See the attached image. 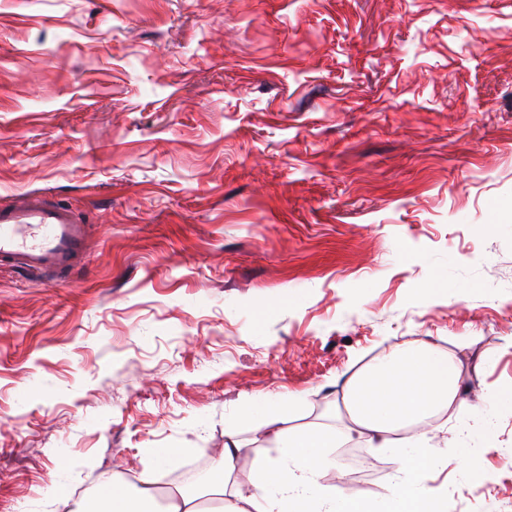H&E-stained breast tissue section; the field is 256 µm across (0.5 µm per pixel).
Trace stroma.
<instances>
[{
	"instance_id": "1",
	"label": "stroma",
	"mask_w": 512,
	"mask_h": 512,
	"mask_svg": "<svg viewBox=\"0 0 512 512\" xmlns=\"http://www.w3.org/2000/svg\"><path fill=\"white\" fill-rule=\"evenodd\" d=\"M32 191L91 238L72 282L0 270V512L212 464L231 427L247 470L244 399L343 429L348 379L421 342L469 396L418 486L512 512V416L490 482L456 469L512 387V0H0V204ZM403 454L349 485L381 505ZM483 410L488 417L498 413L512 412V389L497 390L481 398Z\"/></svg>"
}]
</instances>
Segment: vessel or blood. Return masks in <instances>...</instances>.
Wrapping results in <instances>:
<instances>
[{"instance_id": "obj_1", "label": "vessel or blood", "mask_w": 512, "mask_h": 512, "mask_svg": "<svg viewBox=\"0 0 512 512\" xmlns=\"http://www.w3.org/2000/svg\"><path fill=\"white\" fill-rule=\"evenodd\" d=\"M89 227L69 206L29 192L0 205V266L58 282L73 275L87 252Z\"/></svg>"}]
</instances>
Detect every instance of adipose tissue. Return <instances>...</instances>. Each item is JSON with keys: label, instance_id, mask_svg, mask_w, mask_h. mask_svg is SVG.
Segmentation results:
<instances>
[{"label": "adipose tissue", "instance_id": "adipose-tissue-1", "mask_svg": "<svg viewBox=\"0 0 512 512\" xmlns=\"http://www.w3.org/2000/svg\"><path fill=\"white\" fill-rule=\"evenodd\" d=\"M460 400L458 359L452 352L427 342L396 347L350 378L349 428L290 426L288 413L299 401L293 394L248 400L244 415L274 448L250 471L236 468L240 446L231 428L202 495L175 490L161 509L150 474L134 485L112 477L81 501L78 512H371L358 493L334 480L339 466L332 451L355 435L369 448L413 451L386 483L383 512H447L444 488L419 491L414 479L437 469L426 452L436 430L433 418Z\"/></svg>", "mask_w": 512, "mask_h": 512}]
</instances>
